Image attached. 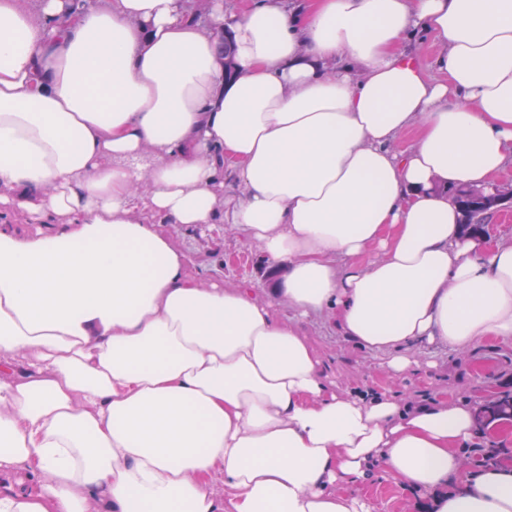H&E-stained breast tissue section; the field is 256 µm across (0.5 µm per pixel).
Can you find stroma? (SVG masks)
<instances>
[{
    "mask_svg": "<svg viewBox=\"0 0 512 512\" xmlns=\"http://www.w3.org/2000/svg\"><path fill=\"white\" fill-rule=\"evenodd\" d=\"M173 237L202 281L221 280L261 296L274 279L260 253L250 247L241 226L210 224L174 231ZM299 324L315 345L324 375L335 390L363 392L377 383L412 405L428 403L437 393L484 399L512 391V340L482 343L464 352L436 343L421 345L415 351L419 369L393 380L388 354L361 348L342 336L332 312L308 315L300 318ZM363 493L377 512H425L423 496L399 494L393 479L378 473L373 474Z\"/></svg>",
    "mask_w": 512,
    "mask_h": 512,
    "instance_id": "stroma-1",
    "label": "stroma"
}]
</instances>
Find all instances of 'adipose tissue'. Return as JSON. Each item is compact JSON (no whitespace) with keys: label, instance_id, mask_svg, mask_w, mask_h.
Returning <instances> with one entry per match:
<instances>
[{"label":"adipose tissue","instance_id":"1","mask_svg":"<svg viewBox=\"0 0 512 512\" xmlns=\"http://www.w3.org/2000/svg\"><path fill=\"white\" fill-rule=\"evenodd\" d=\"M70 2L0 0V512H371L374 469L512 512L511 465L463 467L477 401L336 392L296 322L398 378L512 338V241L456 201L512 168V0ZM227 220L286 267L266 295L162 230Z\"/></svg>","mask_w":512,"mask_h":512}]
</instances>
